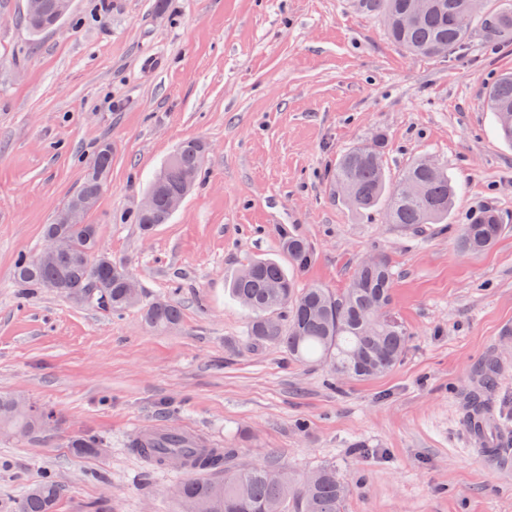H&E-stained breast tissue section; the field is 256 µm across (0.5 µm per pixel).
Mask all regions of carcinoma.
<instances>
[{"instance_id":"1","label":"carcinoma","mask_w":512,"mask_h":512,"mask_svg":"<svg viewBox=\"0 0 512 512\" xmlns=\"http://www.w3.org/2000/svg\"><path fill=\"white\" fill-rule=\"evenodd\" d=\"M356 12L379 20L387 37L414 56L459 57L469 45L474 31L482 32L493 45L512 43V0H499L494 9L486 0H427V7L411 14L412 0H352ZM61 0H39L34 10L25 9L26 26L37 36L69 18L72 10L60 12ZM484 102L492 112L500 139L512 145V72L500 74L485 91ZM386 137L377 133L345 152L329 172L332 184L344 190L343 198L356 210H381L388 223L406 234L417 235L428 224L448 223L455 188L440 164L430 165L422 157L412 163L395 182L387 181L383 156ZM205 145L187 139L176 149V162L167 164L149 188L155 197L154 209H137L131 220L145 233L165 224L167 197L189 191L202 171ZM112 170V144L104 142L89 161L79 189L44 225V237L62 243L60 253L50 263L39 256L20 254L13 267V279L21 288L49 289L76 302L96 304L114 314L134 306L142 308L148 327L165 330L181 320L180 308L170 300L142 303L129 298L125 283L129 269L106 256L99 258L95 224H67L63 214L77 199L98 200ZM504 230L495 209H485L456 228L460 248L478 253L491 247ZM292 264L301 269L310 250L296 236L281 242ZM393 271L384 256L371 264L358 263L349 285L334 293L310 285L298 287L284 268L273 260L247 264L233 279L232 295L250 313L246 344L252 348L276 345L288 358L298 362L325 364L336 378L365 380L392 371L402 361L410 332L392 314ZM52 411L28 406L24 399L0 395V433L42 432L41 419ZM102 440L84 435L73 447L86 454L100 451ZM157 466L203 471L186 475L175 487L184 512H344L350 487L326 464L310 480L294 485L282 467L264 463L246 469H229L232 448H186L185 434L169 431L161 446ZM64 488L54 478L44 476L31 485L22 498L20 512H56Z\"/></svg>"}]
</instances>
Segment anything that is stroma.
Listing matches in <instances>:
<instances>
[{"mask_svg": "<svg viewBox=\"0 0 512 512\" xmlns=\"http://www.w3.org/2000/svg\"><path fill=\"white\" fill-rule=\"evenodd\" d=\"M24 9L0 0V393L62 424L0 437V512H19L46 474L67 489L58 512H182L179 473L131 447L162 426L297 482L335 464L351 486L345 512H512V465L479 458L464 424L466 391L494 356L509 365L494 408L512 429V147L484 107L512 44L476 33L461 58H412L350 0H74L39 37ZM152 56L161 66L148 73ZM380 130L390 179L421 156L447 168V225L416 237L338 198L329 170ZM190 138L206 147L204 170L170 222L148 235L121 222ZM106 140L112 173L88 221L144 301L177 302L174 328L13 280ZM486 208L503 233L461 253L448 224ZM287 234L310 247L303 286L336 292L363 257L390 259L392 311L412 333L394 370L333 383L324 366L244 345L247 312L228 285L251 261L287 264ZM84 434L106 454L75 456L67 441Z\"/></svg>", "mask_w": 512, "mask_h": 512, "instance_id": "35a3bbf8", "label": "stroma"}]
</instances>
